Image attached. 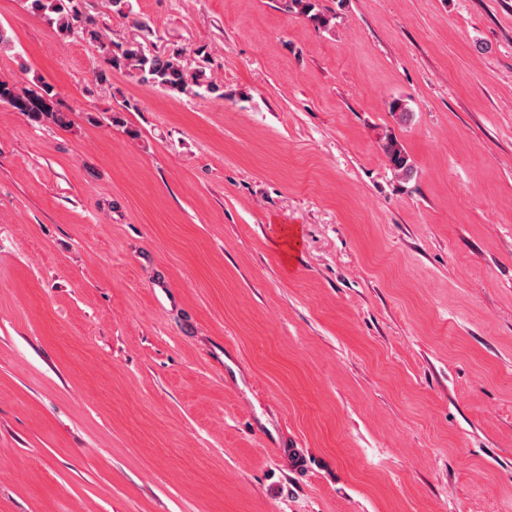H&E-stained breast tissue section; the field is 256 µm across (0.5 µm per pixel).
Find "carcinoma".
Instances as JSON below:
<instances>
[{"label": "carcinoma", "mask_w": 512, "mask_h": 512, "mask_svg": "<svg viewBox=\"0 0 512 512\" xmlns=\"http://www.w3.org/2000/svg\"><path fill=\"white\" fill-rule=\"evenodd\" d=\"M27 9L42 18L64 35L79 34L102 53L107 68L96 72L100 82L108 80L112 71H124L139 83L157 88L173 97H198L204 93L224 97V89L213 82L206 72L188 67L183 51L173 49L155 54L138 41L118 44L109 41L99 26L96 16L87 12L85 0H25ZM290 10L304 16L316 29L329 31L336 25V13L316 8L314 0H285ZM31 115L37 121L51 120L61 127L71 124L69 116L57 104V93L52 85L42 83L36 90H18L0 80V103ZM381 149L393 169L405 177L412 173V165L403 145L393 136L384 134Z\"/></svg>", "instance_id": "cac0c4a2"}]
</instances>
